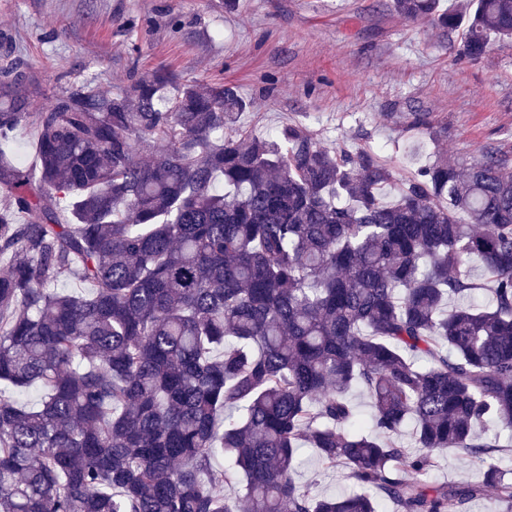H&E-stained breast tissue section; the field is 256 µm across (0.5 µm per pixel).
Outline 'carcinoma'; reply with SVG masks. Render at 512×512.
Here are the masks:
<instances>
[{
  "mask_svg": "<svg viewBox=\"0 0 512 512\" xmlns=\"http://www.w3.org/2000/svg\"><path fill=\"white\" fill-rule=\"evenodd\" d=\"M463 55L512 38V0H393ZM156 70L32 112L0 68V512H466L512 503L477 429L512 430V166L443 154L392 201V169L296 126L254 135L235 87ZM469 222L462 224L457 215ZM493 284L485 305L448 308ZM76 275L86 295L56 288ZM369 395L372 432L348 394ZM37 387L34 406L6 389ZM413 424L419 451L394 438ZM357 491L314 493L301 448ZM448 449L480 480L436 482ZM224 469L216 471V460ZM237 487L235 496L224 486ZM37 136L33 128L28 125H20L13 133L12 138L3 149L13 156L18 164L26 170L35 169L38 164L36 151Z\"/></svg>",
  "mask_w": 512,
  "mask_h": 512,
  "instance_id": "obj_1",
  "label": "carcinoma"
}]
</instances>
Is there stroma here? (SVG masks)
<instances>
[{
    "label": "stroma",
    "instance_id": "stroma-1",
    "mask_svg": "<svg viewBox=\"0 0 512 512\" xmlns=\"http://www.w3.org/2000/svg\"><path fill=\"white\" fill-rule=\"evenodd\" d=\"M464 41L391 0H0V65L39 84L33 111L85 80L117 93L162 67L178 84L233 85L250 103L238 128L298 126L373 153L399 184L438 153L512 157V43L470 61Z\"/></svg>",
    "mask_w": 512,
    "mask_h": 512
}]
</instances>
